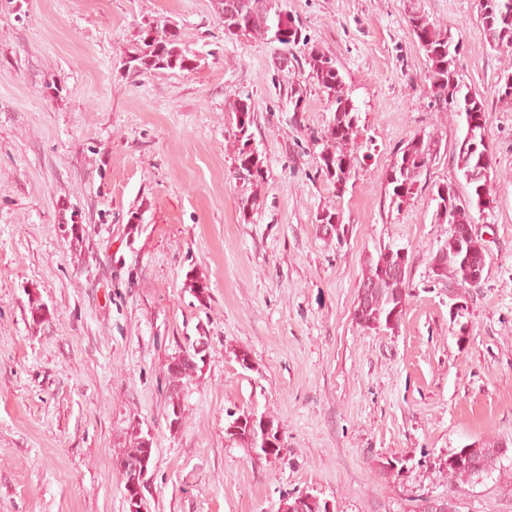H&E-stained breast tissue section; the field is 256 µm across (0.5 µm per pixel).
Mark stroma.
I'll use <instances>...</instances> for the list:
<instances>
[{
    "instance_id": "obj_1",
    "label": "stroma",
    "mask_w": 512,
    "mask_h": 512,
    "mask_svg": "<svg viewBox=\"0 0 512 512\" xmlns=\"http://www.w3.org/2000/svg\"><path fill=\"white\" fill-rule=\"evenodd\" d=\"M276 4L335 56L359 110L344 196L316 171L311 137L333 112L308 67L225 36L214 0H0V512H128L118 462L134 429L154 448L151 512H280L289 493L331 512H420L451 496L460 512H512V101L497 94L512 48L481 38L478 0ZM413 8L459 40L489 114L494 202L474 216L486 266L458 311L430 255L452 233L433 190L468 192L452 154L463 127L429 104ZM153 20L179 31L196 69L128 70ZM241 94L258 186L234 172L228 105ZM423 135L440 156L392 206L385 173ZM327 209L349 224L345 241L316 224ZM73 220L76 242L61 230ZM388 245L407 252L410 296L398 328L365 330L362 266ZM201 336L206 360L180 385L174 425L164 371ZM246 408L278 423L280 459L227 436L228 412ZM485 440L507 455L450 482L449 454Z\"/></svg>"
}]
</instances>
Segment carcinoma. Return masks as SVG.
Masks as SVG:
<instances>
[{"instance_id":"obj_1","label":"carcinoma","mask_w":512,"mask_h":512,"mask_svg":"<svg viewBox=\"0 0 512 512\" xmlns=\"http://www.w3.org/2000/svg\"><path fill=\"white\" fill-rule=\"evenodd\" d=\"M244 9L239 17L237 35L257 36L269 42H277L285 47L301 40L302 31L295 20L274 6V0H239ZM479 32L493 49L512 47V0H479ZM407 26L416 36L420 48L428 60L426 71L427 94L431 107L441 111H453L461 118L463 135L453 148V157L458 170L470 187L471 193L462 199L451 186L447 187L449 197L444 199L446 215L451 224L474 223L473 210L483 211L490 207L489 197L492 153L483 142L486 134L488 113L484 100L473 93L459 73V54L448 30L416 10L406 16ZM311 78L326 94L333 112L332 122L319 136H311L312 141L322 142L318 154V169L336 190V196H343L347 183L359 163L355 144L361 135L358 125V109L337 67L336 58L323 49L313 46L304 56ZM136 72L159 69H179L191 71L196 68V60L189 57L181 47L179 32L167 27H159L148 22L142 27L140 43L134 53L124 61ZM235 113L236 173L244 179L260 184L265 180V170L256 150L252 147L254 110L251 98L241 95L231 104ZM439 156V141L429 136H415L401 145L395 153L389 169L385 173L387 187L390 188L391 203L402 206L418 193L421 177L428 172ZM443 253V282L448 287L472 288L477 283L469 280L471 264L462 240L453 236L439 246ZM394 256L388 254V247L377 251L364 262L362 277L372 283L364 301L361 315L356 318L361 328L366 330H390L398 327L407 297L410 296L407 275H398L392 270ZM194 346H188L167 364L166 377L169 383L170 414L181 418V405L176 402L181 380L200 369L199 360L194 357ZM251 412L242 411L229 421L225 432L235 441L250 449L260 459H278L284 449L279 426L272 418L268 445L260 444L257 438L261 422L250 420ZM146 437L135 434L132 448L121 458L120 472L125 491H130V483L141 473V458L145 453ZM498 442H483L474 449L475 465L458 466L455 454L448 455V478L452 481H467L488 473L500 459L496 448ZM293 512H328L327 506L317 500L301 502L299 497L288 498Z\"/></svg>"}]
</instances>
